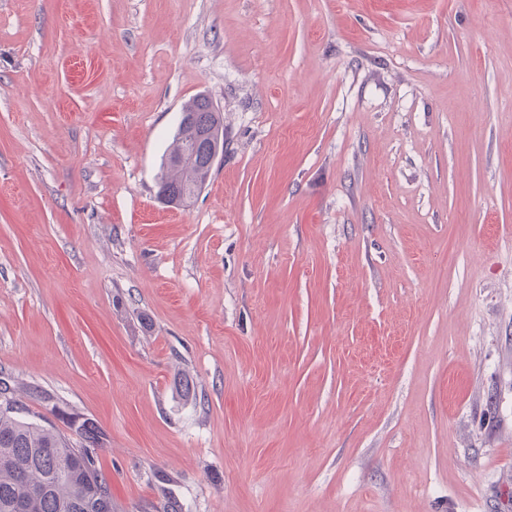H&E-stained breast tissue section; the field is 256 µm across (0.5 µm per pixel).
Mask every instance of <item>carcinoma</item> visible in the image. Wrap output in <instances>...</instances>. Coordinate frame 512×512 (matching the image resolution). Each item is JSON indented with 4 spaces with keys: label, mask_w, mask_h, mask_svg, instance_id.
Here are the masks:
<instances>
[{
    "label": "carcinoma",
    "mask_w": 512,
    "mask_h": 512,
    "mask_svg": "<svg viewBox=\"0 0 512 512\" xmlns=\"http://www.w3.org/2000/svg\"><path fill=\"white\" fill-rule=\"evenodd\" d=\"M185 110L193 130L174 132L159 185L176 207L203 188L212 170L201 133L215 124L224 126L222 113L205 94L189 100ZM0 390L17 404L13 412L0 411V512H112V489L93 455L105 446L96 422L69 414L73 441L26 416L10 378H0Z\"/></svg>",
    "instance_id": "cac0c4a2"
}]
</instances>
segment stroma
Segmentation results:
<instances>
[{"instance_id":"35a3bbf8","label":"stroma","mask_w":512,"mask_h":512,"mask_svg":"<svg viewBox=\"0 0 512 512\" xmlns=\"http://www.w3.org/2000/svg\"><path fill=\"white\" fill-rule=\"evenodd\" d=\"M0 373L114 512H512V0H0ZM192 119L193 131L176 129L162 161L159 192L168 193L173 207L182 206L185 198L201 191L212 170L207 141L201 133L215 124L224 127L223 115L206 94H198L183 109Z\"/></svg>"}]
</instances>
